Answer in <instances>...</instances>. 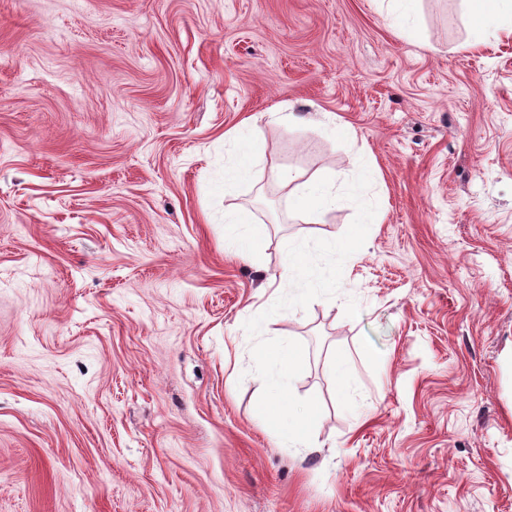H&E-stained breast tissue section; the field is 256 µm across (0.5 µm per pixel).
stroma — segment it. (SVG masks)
I'll use <instances>...</instances> for the list:
<instances>
[{
    "label": "stroma",
    "mask_w": 512,
    "mask_h": 512,
    "mask_svg": "<svg viewBox=\"0 0 512 512\" xmlns=\"http://www.w3.org/2000/svg\"><path fill=\"white\" fill-rule=\"evenodd\" d=\"M473 8L0 0V512H512V29ZM363 165L338 294L263 328L322 407L290 448L243 325L356 207L295 217L278 174ZM252 218L248 211L225 213L224 224L231 229V238L239 244L242 251L252 252V243L257 235L256 227L252 226Z\"/></svg>",
    "instance_id": "1"
}]
</instances>
